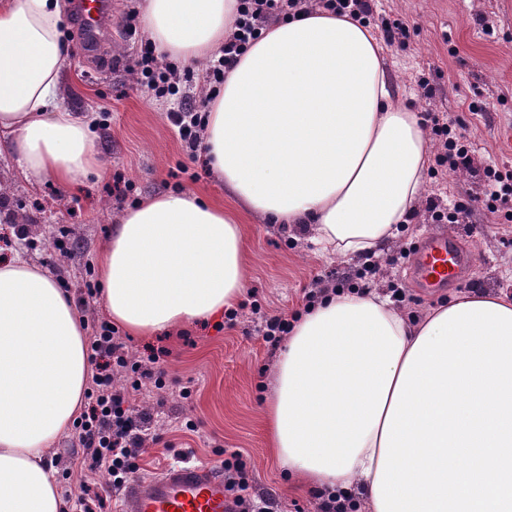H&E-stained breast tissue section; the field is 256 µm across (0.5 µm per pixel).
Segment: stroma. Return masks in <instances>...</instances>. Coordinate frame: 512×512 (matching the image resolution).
<instances>
[{
  "label": "stroma",
  "mask_w": 512,
  "mask_h": 512,
  "mask_svg": "<svg viewBox=\"0 0 512 512\" xmlns=\"http://www.w3.org/2000/svg\"><path fill=\"white\" fill-rule=\"evenodd\" d=\"M140 0H112V17L130 15L132 33L116 25L95 57H87L71 14H64L61 39L66 47L63 105L95 116L94 143L104 164L101 175L64 186L50 178L30 183L20 178L9 152L0 153V182L10 200L32 203L28 240L0 224V261L23 253L33 263L46 255L51 236L67 228L70 252L55 262L70 283L80 281L86 262L98 259L118 214L144 197L172 190L175 184L231 207L222 183L204 175L173 181L169 172L187 162L177 130L166 118L173 101L135 89L130 68L148 36L138 10ZM370 26L383 20L408 23V38L386 47L385 58L399 100L414 111L440 112L465 125L476 172H427L424 199L449 208L479 195L486 166L512 171V0H372ZM481 105L474 113L470 104ZM131 185L126 196L112 193L114 180ZM249 260L246 285L235 320L219 316L188 326L177 336H131L126 345L140 359L149 346L161 345L165 386L145 389L138 410L154 416L151 436L138 449L135 479L148 480L163 468L183 462L220 464L221 449L243 454L258 498L269 512H316L311 492L291 489L285 469L269 446L263 415L271 392L275 351L256 330L253 307L262 314L293 315L306 305L314 279L343 289L374 287L384 294L412 290L403 312L427 314L462 292L512 295V220L474 213L452 232L476 249V270L467 280L431 294L413 291L407 263L432 225L420 208L400 230L399 242L378 260L322 256L308 224H264L242 215ZM192 395H178L182 386ZM197 423L194 433L174 430L172 421Z\"/></svg>",
  "instance_id": "stroma-1"
}]
</instances>
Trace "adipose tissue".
<instances>
[{"instance_id": "ef3b65f1", "label": "adipose tissue", "mask_w": 512, "mask_h": 512, "mask_svg": "<svg viewBox=\"0 0 512 512\" xmlns=\"http://www.w3.org/2000/svg\"><path fill=\"white\" fill-rule=\"evenodd\" d=\"M64 0H0V134L25 180L70 185L100 163L59 98ZM237 0H143L159 51H218ZM370 27L316 10L264 29L211 93L204 145L237 207L185 188L123 211L98 298L139 336L234 308L239 211L310 224L322 254L380 256L422 199L431 140L398 101ZM86 336L68 292L23 257L0 263V512H67L50 447L84 403ZM264 415L299 488L359 489L371 512H512V298L453 297L413 321L372 289L325 291L279 347Z\"/></svg>"}]
</instances>
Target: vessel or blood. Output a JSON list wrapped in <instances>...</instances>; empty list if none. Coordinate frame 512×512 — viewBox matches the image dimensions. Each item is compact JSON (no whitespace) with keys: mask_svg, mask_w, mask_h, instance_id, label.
Here are the masks:
<instances>
[{"mask_svg":"<svg viewBox=\"0 0 512 512\" xmlns=\"http://www.w3.org/2000/svg\"><path fill=\"white\" fill-rule=\"evenodd\" d=\"M111 8L110 0H75L78 27L97 38ZM474 271L473 251L442 227L432 229L420 242L411 264L416 287L445 288ZM132 512H231L224 493V475L209 463H184L160 476L133 483L128 489Z\"/></svg>","mask_w":512,"mask_h":512,"instance_id":"vessel-or-blood-1","label":"vessel or blood"}]
</instances>
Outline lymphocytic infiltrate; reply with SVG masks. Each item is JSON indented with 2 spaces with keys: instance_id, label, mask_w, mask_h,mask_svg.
Instances as JSON below:
<instances>
[{
  "instance_id": "obj_1",
  "label": "lymphocytic infiltrate",
  "mask_w": 512,
  "mask_h": 512,
  "mask_svg": "<svg viewBox=\"0 0 512 512\" xmlns=\"http://www.w3.org/2000/svg\"><path fill=\"white\" fill-rule=\"evenodd\" d=\"M324 9L336 14L350 13L366 19L372 8L368 0H238L233 29L224 38V48L219 58L210 60L199 74L206 85L222 84L226 73L236 64L250 42L260 37L270 23L298 13ZM131 71L138 86L149 89L155 97L178 100L177 111L168 118L177 127L182 146L191 162L202 163L207 103L199 101L186 104V88L193 77V70H180L177 64L163 61L151 45H144L135 59ZM434 135L442 143L433 161L435 166H449L451 171H470L474 160L466 146L449 125L447 118L436 112L426 113ZM512 201V175H490L482 196L470 198L467 204L454 207L445 213L433 210L434 221L459 224L473 211L481 209L490 214L498 213L500 206ZM87 333V357L91 365L85 392L84 407L72 423V438L76 450L71 465L79 469L82 479L74 499L77 512H95L104 500L97 489L94 476L103 471L108 483L120 488L134 470L131 463L134 448L140 447L146 437L150 419L135 413L132 407L142 388L144 379L162 384V372L152 371L158 363V353H150L146 361L130 360L125 343L110 321L98 316L83 318ZM224 490L233 499L239 512H264L251 496V484L245 463L238 452H231L222 463Z\"/></svg>"
}]
</instances>
